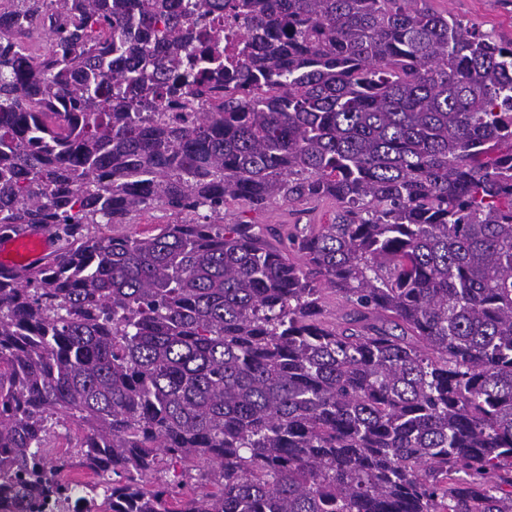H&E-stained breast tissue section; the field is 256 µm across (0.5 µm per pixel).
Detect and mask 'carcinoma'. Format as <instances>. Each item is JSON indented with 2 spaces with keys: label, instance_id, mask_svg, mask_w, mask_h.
I'll return each instance as SVG.
<instances>
[{
  "label": "carcinoma",
  "instance_id": "cac0c4a2",
  "mask_svg": "<svg viewBox=\"0 0 512 512\" xmlns=\"http://www.w3.org/2000/svg\"><path fill=\"white\" fill-rule=\"evenodd\" d=\"M276 200L335 214L224 223ZM32 229L18 507L512 512V41L410 0H0V235Z\"/></svg>",
  "mask_w": 512,
  "mask_h": 512
}]
</instances>
